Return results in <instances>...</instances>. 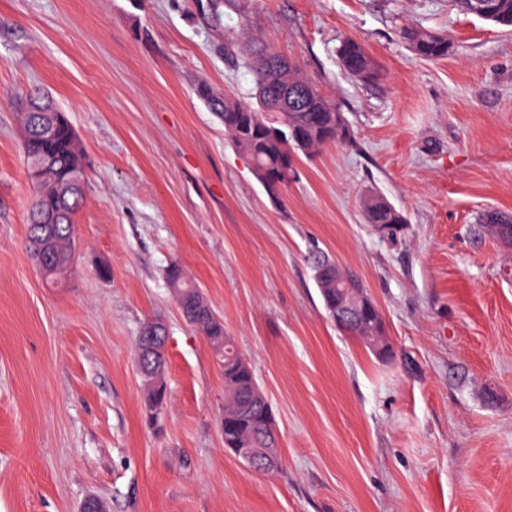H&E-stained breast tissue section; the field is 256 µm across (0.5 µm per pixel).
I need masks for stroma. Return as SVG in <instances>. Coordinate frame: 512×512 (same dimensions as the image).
Masks as SVG:
<instances>
[{
  "label": "stroma",
  "mask_w": 512,
  "mask_h": 512,
  "mask_svg": "<svg viewBox=\"0 0 512 512\" xmlns=\"http://www.w3.org/2000/svg\"><path fill=\"white\" fill-rule=\"evenodd\" d=\"M411 23L448 35L425 61ZM353 37L382 68L348 76ZM265 41L352 131L299 157L271 198L195 86L248 97L239 49ZM85 157L74 272L31 258L18 112L31 89ZM403 210L381 239L361 200ZM512 30L448 0H0V512H512ZM322 251L376 304L393 358L328 318L307 262ZM179 263L252 365L281 467L224 448V376L164 280ZM111 274L100 277L96 264ZM169 327L170 400L145 423L134 347ZM400 38L419 58L433 61L448 56L451 43L445 35L433 33L412 25L400 28ZM361 208L364 223L370 224L372 229L374 224H391L396 227V234L387 238H381L394 241L404 233L406 218L403 212L383 196L374 192L366 194L362 200ZM478 224L501 237L511 236L512 217L494 211H488L481 215Z\"/></svg>",
  "instance_id": "obj_1"
}]
</instances>
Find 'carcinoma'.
I'll return each mask as SVG.
<instances>
[{
  "mask_svg": "<svg viewBox=\"0 0 512 512\" xmlns=\"http://www.w3.org/2000/svg\"><path fill=\"white\" fill-rule=\"evenodd\" d=\"M494 8L483 20L494 25L512 27V0H493ZM400 38L419 58L433 61L448 56L451 43L445 35L433 33L421 28L404 25L400 28ZM276 55L270 46L257 41L244 58V66L252 77L251 96L256 105H251L234 95L221 97L215 94L205 82L196 87L199 98L224 121V133L232 140L242 154L256 159L262 166L265 176L278 181L286 187L296 179V171L289 152L313 155L331 142L351 140L350 126L340 127L339 110L322 95L318 89L301 78L292 67H285L278 75V81L290 88L306 91L303 105L286 112H272L262 96L271 82L265 61ZM337 56L347 74L363 83L375 82L380 77V69L370 57L364 46L352 37H346L337 48ZM55 131L47 140L36 133L42 122L33 112H24L21 116L25 129L24 153L27 160L44 159L51 163L56 171L52 179L37 184V194L29 214V232L39 228L48 213L58 215V223L52 228V251L60 261H66L72 254L74 237L73 216L84 200V190L72 191L65 187L70 178L80 173L84 167L83 154L77 137L72 132L71 122L52 117ZM289 125L298 131L300 144H285L272 136L269 130ZM364 223L391 224L397 233L388 237L394 241L401 237L406 227L403 212L397 209L383 196L371 192L364 196L362 203ZM479 223L487 230L501 237L512 235V217L494 211L481 215ZM329 255L317 251L309 256L313 278L322 301L336 294V269L327 265ZM165 280L173 295L182 296V303L193 313L196 327L206 336L211 347L224 350L222 362L224 370V447L251 448L263 447L270 433L276 430L275 421L269 403L254 399L259 384L252 366L240 355L229 348V335L224 329V321L217 315L209 301L204 298L199 286L189 280L182 266L176 262L165 270ZM381 319L378 312L368 316L360 325H345L342 330L359 338L376 353L390 357L392 347L382 336H368V331ZM137 357L141 359L144 375V406L147 421L155 422L164 412L168 403V385L164 377V352L144 347L137 343Z\"/></svg>",
  "mask_w": 512,
  "mask_h": 512,
  "instance_id": "obj_1",
  "label": "carcinoma"
}]
</instances>
